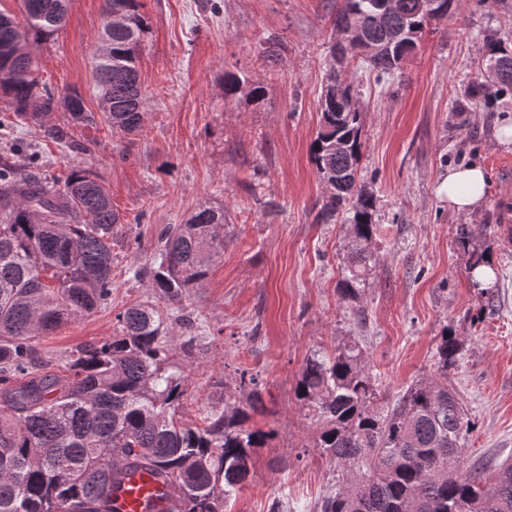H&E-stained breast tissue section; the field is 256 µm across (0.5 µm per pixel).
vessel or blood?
I'll return each mask as SVG.
<instances>
[{"label":"vessel or blood","mask_w":512,"mask_h":512,"mask_svg":"<svg viewBox=\"0 0 512 512\" xmlns=\"http://www.w3.org/2000/svg\"><path fill=\"white\" fill-rule=\"evenodd\" d=\"M116 512H164L173 501L170 486L159 476L123 466L113 491Z\"/></svg>","instance_id":"b4317fda"}]
</instances>
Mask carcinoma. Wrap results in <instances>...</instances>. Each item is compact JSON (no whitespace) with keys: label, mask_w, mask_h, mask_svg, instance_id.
Instances as JSON below:
<instances>
[{"label":"carcinoma","mask_w":512,"mask_h":512,"mask_svg":"<svg viewBox=\"0 0 512 512\" xmlns=\"http://www.w3.org/2000/svg\"><path fill=\"white\" fill-rule=\"evenodd\" d=\"M343 0L335 20L340 35L319 97L320 125L310 158L329 195L318 218L328 221L345 205L360 261L373 237L377 198L358 180L363 157L358 87L338 68L353 27L371 48L362 56L380 78H390L416 49L432 22L461 10L463 0ZM141 0H105L106 51L92 61L102 117L112 129H142L144 103L137 60L149 25ZM69 0H23V16L0 10V99L18 120L45 127L48 138L84 152L70 126L96 124L76 89L59 91L39 77L37 48L65 26ZM512 92V38L483 37L482 64L460 111L492 110ZM58 111L64 122L46 124ZM36 157L0 164V512H116L112 482L120 464L132 463L167 478V512H224V496L249 475L251 452L265 434L249 427L248 407L234 402L193 426L178 415L187 390L169 353L179 340L191 351L198 328L183 300L224 251V211L203 207L182 224L161 230L148 278L156 298L176 310L171 321L155 306L135 304L117 317L112 337L70 357L67 376L42 372L31 340L101 306L112 293V235L121 216L94 172L74 168L63 185L28 171ZM474 230L458 237L468 252V274L487 253L470 249ZM342 292L364 285L349 269ZM463 341L449 334L436 346L434 377L402 396L400 411L374 405L371 376L354 346L307 359L298 399L320 426L321 454L336 462L349 485L325 497L321 512H512V462L486 473L464 462L473 428L462 402L448 388Z\"/></svg>","instance_id":"obj_1"}]
</instances>
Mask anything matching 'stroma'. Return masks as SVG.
<instances>
[{"mask_svg":"<svg viewBox=\"0 0 512 512\" xmlns=\"http://www.w3.org/2000/svg\"><path fill=\"white\" fill-rule=\"evenodd\" d=\"M142 2L149 34L139 59L141 131L116 133L102 120L74 126V138L91 144L83 153L33 125L0 133V153L17 143L38 154L40 177L62 178L75 167L99 174L123 217L110 300L35 338L37 365L63 373L72 351L112 336L117 315L149 297L128 270L151 263L160 230L220 207L224 252L185 300L202 327L191 353L174 360L186 377V421L200 425L225 403L253 391L260 397L250 426L269 437L224 512H272L278 504L317 512L336 465L316 448L319 429L295 388L314 351L347 344L362 352L375 403L395 410L409 387L429 379L440 336L455 332L462 359L448 385L474 424L464 459L490 469L512 461V251L499 237L502 203L512 199V144L497 142L512 122V94L489 112L458 109L481 60L480 33H512V6L465 0L383 83L350 60L364 108L359 175L378 199L366 284L351 298L340 291L353 262L349 226L340 217L318 220L327 191L309 153L342 0ZM103 5L72 0L65 27L38 52L43 79L78 89L92 111ZM228 72L264 85V99L225 97ZM461 163L482 165L488 177L481 205L467 215L438 192ZM463 224L483 227L472 245L497 270L491 294L467 276ZM243 370L255 389L240 388Z\"/></svg>","mask_w":512,"mask_h":512,"instance_id":"1","label":"stroma"}]
</instances>
